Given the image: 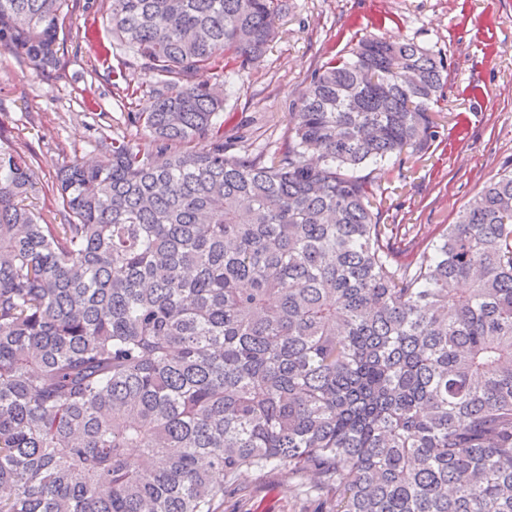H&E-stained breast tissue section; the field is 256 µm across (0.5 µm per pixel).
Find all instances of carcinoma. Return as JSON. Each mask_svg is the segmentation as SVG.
<instances>
[{"label":"carcinoma","mask_w":512,"mask_h":512,"mask_svg":"<svg viewBox=\"0 0 512 512\" xmlns=\"http://www.w3.org/2000/svg\"><path fill=\"white\" fill-rule=\"evenodd\" d=\"M102 4L159 77L149 146L63 168L56 224L0 145V512H224L269 468L312 512H512V174L407 264L362 174L437 137L444 59L360 40L266 160L203 76L257 63L280 0ZM66 5L0 0V49L58 66Z\"/></svg>","instance_id":"1"}]
</instances>
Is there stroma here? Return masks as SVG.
<instances>
[{
	"label": "stroma",
	"mask_w": 512,
	"mask_h": 512,
	"mask_svg": "<svg viewBox=\"0 0 512 512\" xmlns=\"http://www.w3.org/2000/svg\"><path fill=\"white\" fill-rule=\"evenodd\" d=\"M275 34L260 63L224 97V137L253 154L272 156L288 136L310 75L326 57L350 52L366 36L412 42L443 56L448 84L432 107L438 136L428 149L404 152L379 179L381 221L407 224L412 248L455 223L485 184L512 172V0H282ZM101 0H69L59 36L62 66L39 70L0 49V131L9 146L32 155L42 211L54 209L47 188L58 168L100 160L101 135L145 139L130 116L149 112L152 74L113 39ZM131 87L132 97L118 95ZM245 497L224 512H304L298 478L280 469L246 473Z\"/></svg>",
	"instance_id": "obj_1"
}]
</instances>
